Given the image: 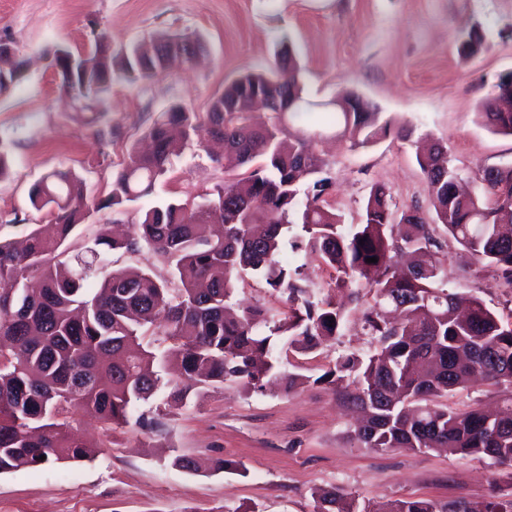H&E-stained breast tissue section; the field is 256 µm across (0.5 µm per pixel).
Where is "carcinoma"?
<instances>
[{"mask_svg":"<svg viewBox=\"0 0 512 512\" xmlns=\"http://www.w3.org/2000/svg\"><path fill=\"white\" fill-rule=\"evenodd\" d=\"M98 35L85 55L65 47L46 51L64 69L63 86L76 101L101 103L106 79L154 77L179 56L194 63L204 52L196 35L161 33L119 53ZM0 95L16 86L23 64L0 57ZM269 105L266 119L252 120L255 97ZM479 116L493 131L512 135V75L500 79L498 95ZM224 144V170L250 165L248 187L226 180L193 208L168 203L131 218L132 235L99 234L85 254H70L76 227L92 210L112 209L143 197L181 153L199 124ZM343 126L352 145L365 148L392 133L409 137L367 102L345 108L320 106L304 96L301 67L289 37L282 38L272 68L248 71L215 95L198 114L174 104L148 123L142 137L150 149L128 153L112 181V194L96 203L68 173L54 171L34 185L31 204L48 209L52 224L35 228L22 247L0 240V475L21 468L91 459L95 449L71 433L78 412L105 430L128 421L141 401L163 385L178 402L204 385L227 381L260 391L274 375L281 352L308 355L340 335L343 305L336 294L356 296L360 282L374 293L362 314L374 350L336 359L316 378L339 387L341 399L365 414L351 431L360 448L374 451L444 449L504 467L496 478L503 492L481 506L465 500L395 499L360 507L338 488L318 496L315 512H512V395L491 417L476 407L454 408L453 394L478 380L512 388V319L482 300L448 288L447 244L434 235L418 204L407 207L398 232L390 224V195L374 187L363 222L343 224L326 199V162L306 141L316 127ZM433 207L447 235L477 261L472 276L487 274L512 285V166L487 168L486 189L459 190L461 176L448 150L431 145L417 155ZM301 225L291 249L303 252L334 275L324 288L277 260L285 225ZM149 248L173 268L171 281L139 268L112 269L107 256ZM375 257L376 263L366 259ZM247 276L265 281L286 298L288 314L272 322L257 305L232 316L227 303ZM160 334L162 351L143 345ZM274 336H286L285 350ZM177 361L174 378L159 369ZM46 459H41V456Z\"/></svg>","mask_w":512,"mask_h":512,"instance_id":"carcinoma-1","label":"carcinoma"}]
</instances>
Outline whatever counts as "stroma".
I'll return each mask as SVG.
<instances>
[{"mask_svg":"<svg viewBox=\"0 0 512 512\" xmlns=\"http://www.w3.org/2000/svg\"><path fill=\"white\" fill-rule=\"evenodd\" d=\"M469 29L482 43L464 56L459 37ZM159 32L200 34L207 51L197 64H177L154 78L114 77L98 124L119 125L122 134L98 136L86 114L74 110L44 51L61 45L83 52L99 33L117 51ZM285 34L295 43L310 101L359 94L383 118L445 144L469 181H479L484 169L512 165V135L487 129L477 114L512 74V0H0V39L11 41L25 64L24 80L0 96V147L12 157L11 173L0 181V237L17 240L50 223L48 211L29 201L50 171L71 172L88 197H107L146 122L174 104L206 112L227 83L270 66ZM318 148L332 182L328 200L343 223H360L378 184L391 194L392 221L412 204L427 205L429 186L411 140L393 134L355 148L327 131ZM224 179L223 167L193 145L172 157L150 196L126 208L192 205ZM475 265L470 252L449 243V288L512 316V287L471 278ZM371 302L365 288L347 302L341 334L323 354L281 357V369L309 378L293 392L228 382L181 404L164 387L107 433L90 415L76 414L73 430L96 447L95 456L0 475V512H314V492L331 487L363 505L483 501L499 471L491 461L374 452L351 441L353 413L319 377L338 356L369 351L361 318ZM178 455L197 460L200 473L173 467ZM218 457L241 464L243 473L211 471Z\"/></svg>","mask_w":512,"mask_h":512,"instance_id":"obj_1","label":"stroma"}]
</instances>
